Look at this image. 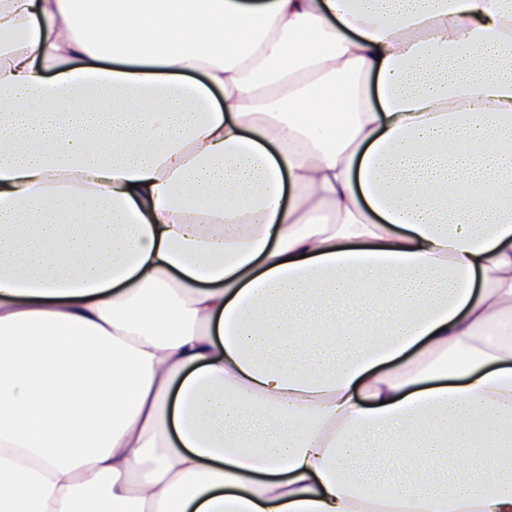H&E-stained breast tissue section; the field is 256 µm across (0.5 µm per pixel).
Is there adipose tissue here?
<instances>
[{"label": "adipose tissue", "instance_id": "1", "mask_svg": "<svg viewBox=\"0 0 512 512\" xmlns=\"http://www.w3.org/2000/svg\"><path fill=\"white\" fill-rule=\"evenodd\" d=\"M94 498L512 512V0H0V512Z\"/></svg>", "mask_w": 512, "mask_h": 512}]
</instances>
